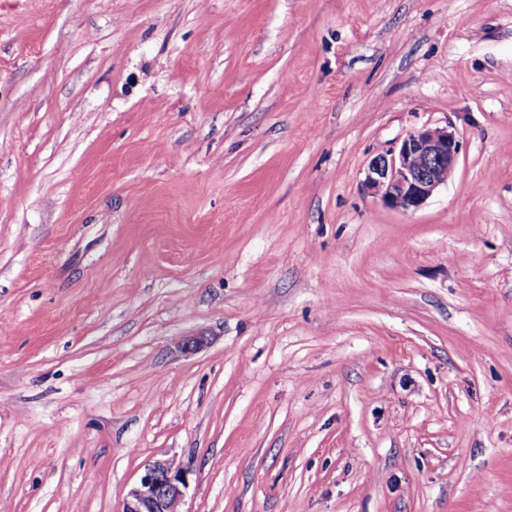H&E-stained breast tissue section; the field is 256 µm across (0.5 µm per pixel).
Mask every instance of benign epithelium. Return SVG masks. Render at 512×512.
Instances as JSON below:
<instances>
[{
	"label": "benign epithelium",
	"instance_id": "7a95c632",
	"mask_svg": "<svg viewBox=\"0 0 512 512\" xmlns=\"http://www.w3.org/2000/svg\"><path fill=\"white\" fill-rule=\"evenodd\" d=\"M460 151L461 142L448 128L416 129L396 148L370 160L364 189L388 208L415 212L452 178ZM188 474L175 457L152 461L121 512H181Z\"/></svg>",
	"mask_w": 512,
	"mask_h": 512
}]
</instances>
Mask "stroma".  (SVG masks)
I'll list each match as a JSON object with an SVG mask.
<instances>
[{
    "label": "stroma",
    "mask_w": 512,
    "mask_h": 512,
    "mask_svg": "<svg viewBox=\"0 0 512 512\" xmlns=\"http://www.w3.org/2000/svg\"><path fill=\"white\" fill-rule=\"evenodd\" d=\"M162 456L184 512H512V0H0V512ZM461 147L448 126L413 130L370 160L364 189L388 208L415 212L452 178Z\"/></svg>",
    "instance_id": "stroma-1"
}]
</instances>
